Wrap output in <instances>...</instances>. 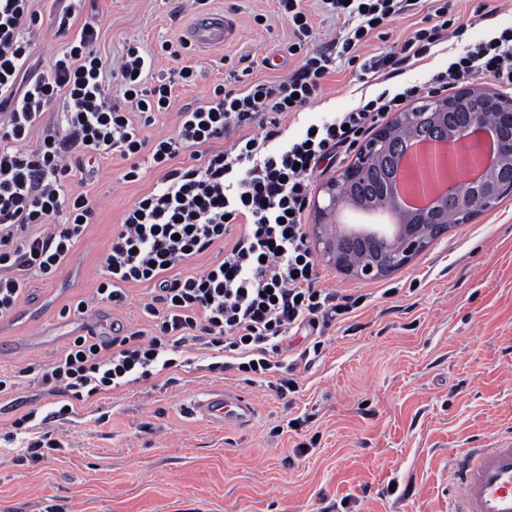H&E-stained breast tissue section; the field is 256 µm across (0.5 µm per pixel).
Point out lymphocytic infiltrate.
I'll list each match as a JSON object with an SVG mask.
<instances>
[{"instance_id":"1","label":"lymphocytic infiltrate","mask_w":512,"mask_h":512,"mask_svg":"<svg viewBox=\"0 0 512 512\" xmlns=\"http://www.w3.org/2000/svg\"><path fill=\"white\" fill-rule=\"evenodd\" d=\"M32 2L0 0V321L17 315L30 276L52 280L62 273L95 215L88 194L68 186L74 163L116 155L125 163L123 181L133 182L144 156L162 173L113 232L94 294L118 309L128 301L129 286H144L143 310L152 327L116 323L108 336H75L39 369L33 381L61 397L59 418L72 413L73 402L190 365L196 346L219 356L208 371L234 369L254 382L272 381L276 392L293 390L294 380L282 374L292 336L306 334L310 349L319 351L332 322L361 304L319 285L303 224L319 165L337 160L421 94L484 78L512 89V26L465 46L427 80L387 88V81L426 62L452 37L456 0H427L419 26L399 51L364 60L358 50L415 10L414 0H322L347 25L334 53L313 47L303 0H278L297 68L276 80L246 83L230 70L205 102L180 112L173 134L150 137L145 128L171 108L175 85L193 83V68L181 67L176 80L147 84L151 54L131 44L118 60L106 61L98 29L87 23L73 31V10L65 6L53 23L67 37L66 47L46 71L33 73L32 47L22 37L40 21ZM340 55L359 62L360 81L377 85L378 93L280 141L283 120L322 96ZM110 76L119 79L121 98H113ZM58 102L60 123L32 143L43 115ZM184 154L190 164L175 166ZM213 248L215 260L191 270V262Z\"/></svg>"}]
</instances>
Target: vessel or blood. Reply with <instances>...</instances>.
<instances>
[{"mask_svg":"<svg viewBox=\"0 0 512 512\" xmlns=\"http://www.w3.org/2000/svg\"><path fill=\"white\" fill-rule=\"evenodd\" d=\"M190 35L198 46H221L231 35V23L225 15L201 13L195 18ZM190 410L240 425L251 422L254 415V406L248 399L222 390L194 402ZM448 512H512V436L494 447L455 455Z\"/></svg>","mask_w":512,"mask_h":512,"instance_id":"vessel-or-blood-1","label":"vessel or blood"}]
</instances>
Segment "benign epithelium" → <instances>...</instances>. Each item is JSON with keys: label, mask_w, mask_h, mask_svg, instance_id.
<instances>
[{"label": "benign epithelium", "mask_w": 512, "mask_h": 512, "mask_svg": "<svg viewBox=\"0 0 512 512\" xmlns=\"http://www.w3.org/2000/svg\"><path fill=\"white\" fill-rule=\"evenodd\" d=\"M494 113L486 123L485 114ZM402 123L421 141L454 142L463 148L459 155L436 160L438 170L472 168L474 177L456 182L452 192L429 206L410 209L393 186L397 173L412 181L416 165H403L400 142L391 139L394 124ZM512 99L488 89L475 91L464 86L452 96H431L425 103L396 113L394 119L359 147L356 162L323 187L325 203L315 206L312 235L323 258L340 271L357 276L381 277L395 271L388 261L391 244L386 228L377 224L342 225L338 212L343 207L376 205L403 215L398 225L399 267L407 265L436 233H445L449 214L466 224L474 216L472 202L479 198L490 206L512 193ZM351 245L369 254L368 262L347 266L339 246Z\"/></svg>", "instance_id": "benign-epithelium-1"}]
</instances>
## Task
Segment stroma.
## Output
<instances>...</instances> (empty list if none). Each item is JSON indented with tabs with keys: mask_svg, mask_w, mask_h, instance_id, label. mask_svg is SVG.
I'll list each match as a JSON object with an SVG mask.
<instances>
[{
	"mask_svg": "<svg viewBox=\"0 0 512 512\" xmlns=\"http://www.w3.org/2000/svg\"><path fill=\"white\" fill-rule=\"evenodd\" d=\"M33 7L41 19L26 38L34 59L45 62L66 40L51 26L54 0ZM205 7L234 20V37L212 49L189 46L175 60L160 45L186 38L200 8L194 0H77L75 27L96 22L108 58L140 44L153 54L152 82L178 65L194 68L193 84L175 86L172 108L147 135L174 132L181 108L204 99L231 68L274 80L296 66L276 0H208ZM478 10L492 13V23L474 24ZM258 14L269 29L255 25ZM458 17L463 39H449L448 52L407 69L403 81L448 67L465 42L512 24V0H460ZM374 92L356 80L354 65L338 60L323 96L285 119L283 139ZM123 166L117 158L99 161L88 184L73 170L69 186L94 200V220L60 276L31 277V301L0 321V373L52 363L89 322L149 330L142 287L131 288L120 310L92 299L113 230L160 178L146 167L138 181L126 182ZM318 273L321 287L364 301L332 323L312 361H298L301 339L290 342L295 391L280 396L234 370L185 366L76 404L67 419L47 423L61 444L48 460L20 462L17 448L0 446V512L49 505L54 512H448L455 453L512 435V195L451 226L388 276H351L324 262ZM76 299L88 300L87 316L60 317ZM215 389L248 396L252 422L191 414L190 404ZM52 401L27 386L0 397V435L31 409L47 415ZM298 416L304 427L288 429Z\"/></svg>",
	"mask_w": 512,
	"mask_h": 512,
	"instance_id": "obj_1",
	"label": "stroma"
}]
</instances>
